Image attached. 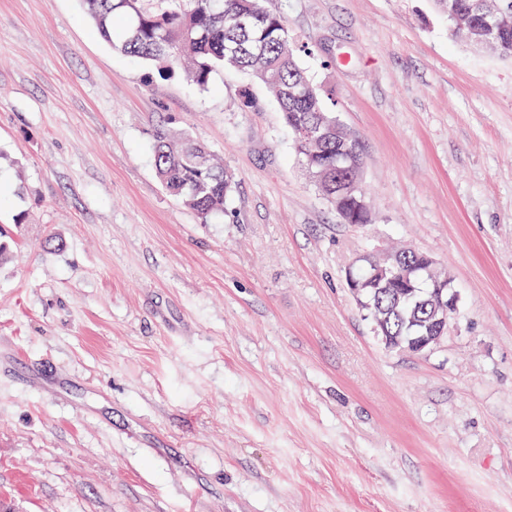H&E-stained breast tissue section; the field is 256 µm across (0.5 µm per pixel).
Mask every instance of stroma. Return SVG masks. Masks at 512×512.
Returning a JSON list of instances; mask_svg holds the SVG:
<instances>
[{"instance_id":"35a3bbf8","label":"stroma","mask_w":512,"mask_h":512,"mask_svg":"<svg viewBox=\"0 0 512 512\" xmlns=\"http://www.w3.org/2000/svg\"><path fill=\"white\" fill-rule=\"evenodd\" d=\"M264 6L363 146L372 223L245 74L156 80L81 0H0V512H512V60L432 0ZM164 122L236 176L209 222L155 172ZM401 248L459 294L427 355L344 282ZM343 129L347 132L349 136V142L353 143L354 146V157L353 160L345 164L346 170L343 171V175L345 177L350 176L353 180H355L358 186V193L356 195L350 194L355 190V185L353 182H337L336 188H330V192H335L336 195L345 194L336 197H333L332 200H329V196L324 193L327 197L330 204L336 211V214L340 218V220L345 224H369L371 223V213L370 211H364L360 209L358 205V201H360V197H363L360 189H359V176L363 163V150L362 145L358 139H356L347 129L343 127Z\"/></svg>"}]
</instances>
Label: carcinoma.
I'll use <instances>...</instances> for the list:
<instances>
[{"mask_svg": "<svg viewBox=\"0 0 512 512\" xmlns=\"http://www.w3.org/2000/svg\"><path fill=\"white\" fill-rule=\"evenodd\" d=\"M162 12L142 7V0H82L85 12L99 33L112 46L147 63L162 80L185 72L200 87L224 67L240 68L264 85L275 98L282 118L293 136V145L309 173L328 171L336 175V152L345 148V134L331 132L323 138L307 137L302 129L318 124H336L319 88L297 59L284 18L271 13L260 0H171ZM511 9L489 37L496 52L512 58ZM302 84L311 91L288 96V87ZM353 160L344 176L359 180L362 145L349 136ZM153 160L165 190L195 211L203 222L224 213V204L235 184L234 174L215 162L212 153L182 130L163 123L153 132ZM362 193L333 197L330 204L345 224H369L371 213L360 209ZM444 276L419 275L412 287L402 289L397 279L369 282L361 300L387 315L386 333L404 349L422 325L432 294Z\"/></svg>", "mask_w": 512, "mask_h": 512, "instance_id": "cac0c4a2", "label": "carcinoma"}]
</instances>
